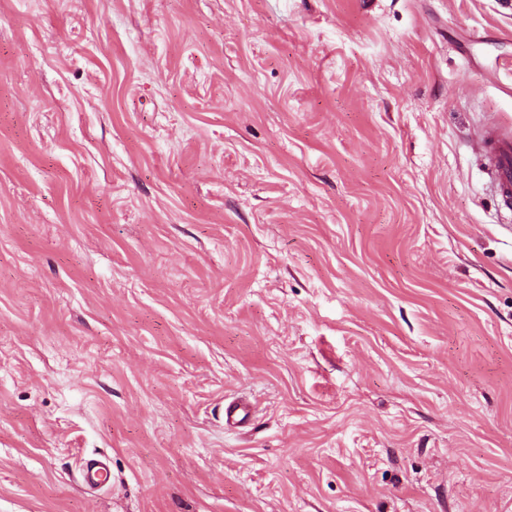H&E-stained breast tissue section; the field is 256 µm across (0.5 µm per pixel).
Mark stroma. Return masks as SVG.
<instances>
[{
    "mask_svg": "<svg viewBox=\"0 0 512 512\" xmlns=\"http://www.w3.org/2000/svg\"><path fill=\"white\" fill-rule=\"evenodd\" d=\"M493 124L512 0H0V512H512Z\"/></svg>",
    "mask_w": 512,
    "mask_h": 512,
    "instance_id": "1",
    "label": "stroma"
}]
</instances>
